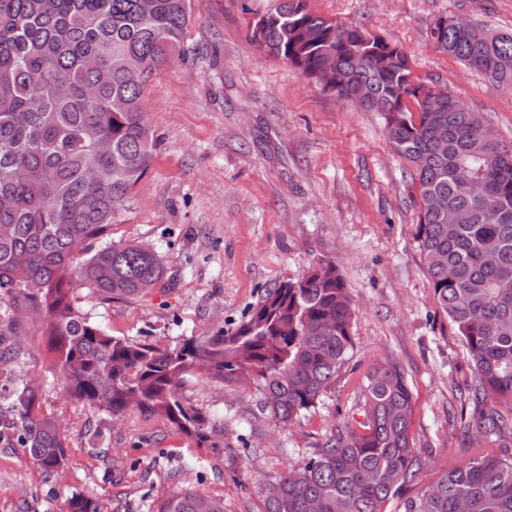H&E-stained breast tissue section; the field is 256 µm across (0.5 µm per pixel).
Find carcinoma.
<instances>
[{"label": "carcinoma", "mask_w": 512, "mask_h": 512, "mask_svg": "<svg viewBox=\"0 0 512 512\" xmlns=\"http://www.w3.org/2000/svg\"><path fill=\"white\" fill-rule=\"evenodd\" d=\"M194 0H0V393L13 383L12 418L0 427L42 471L63 464L58 420L39 391L12 378L26 359L20 315L44 319L45 352L65 396L94 413L137 410L188 437L208 441L224 425L187 406L188 376L241 379L253 373L262 410L287 425L318 406L353 350V303L333 261L266 291L236 329L175 346L114 336L75 305L82 286L103 300L139 297L164 280V265L140 242L112 243L116 212L154 158L143 111L147 83L185 51ZM434 21L436 48L498 82L512 84V31L478 41ZM250 35L323 89L365 90V110L384 115L395 152L415 169L420 197L417 247L440 310L473 366L474 411L461 421L475 437L512 440V147L491 143L479 112L434 96L413 78L408 55L383 38L314 13L308 0H277ZM99 175L90 197L85 175ZM462 176L487 183L464 196ZM508 212L491 221V208ZM360 427L333 431L302 463L278 477L264 512H386L415 474L412 394L392 363L368 378ZM224 512V500L177 493L155 512ZM405 512H512V457L454 466ZM69 512H100L91 492Z\"/></svg>", "instance_id": "1"}]
</instances>
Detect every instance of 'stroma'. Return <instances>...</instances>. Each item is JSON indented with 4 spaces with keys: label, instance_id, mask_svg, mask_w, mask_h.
Wrapping results in <instances>:
<instances>
[{
    "label": "stroma",
    "instance_id": "35a3bbf8",
    "mask_svg": "<svg viewBox=\"0 0 512 512\" xmlns=\"http://www.w3.org/2000/svg\"><path fill=\"white\" fill-rule=\"evenodd\" d=\"M275 0H198L185 44L147 84L143 108L154 160L112 224L117 244L145 242L164 282L136 299L76 304L116 336L175 345L234 329L276 282L335 261L354 303V349L315 410L289 425L262 411L255 385L187 377L183 402L220 420L208 442L132 411L114 418L69 402L45 354L42 323L24 319L36 379L58 417L67 460L49 475L22 449L0 445V512H67L90 487L101 512H154L174 493L220 498L224 512H262L267 482L310 457L332 430L364 419L362 391L384 362L412 393L420 470L389 503L404 512L452 464L506 455L503 442L465 436L474 374L456 327L438 308L415 239L418 184L383 118L307 80L248 38ZM402 48L417 81L448 89L512 144V85L468 69L429 38L435 19L458 15L512 30V0H309Z\"/></svg>",
    "mask_w": 512,
    "mask_h": 512
}]
</instances>
